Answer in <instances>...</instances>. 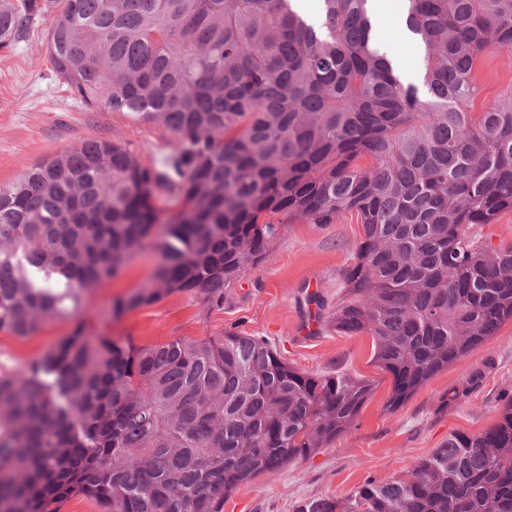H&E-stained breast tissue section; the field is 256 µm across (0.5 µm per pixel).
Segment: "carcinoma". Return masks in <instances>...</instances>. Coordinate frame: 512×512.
<instances>
[{"mask_svg":"<svg viewBox=\"0 0 512 512\" xmlns=\"http://www.w3.org/2000/svg\"><path fill=\"white\" fill-rule=\"evenodd\" d=\"M0 0V52L58 5L55 76L84 103L173 137L160 166L87 138L0 186V333L72 332L0 372V512H224V496L331 443L373 383L312 375L225 331L141 345L87 332L93 290L150 247L118 318L183 293L207 307L278 225L351 212L363 237L329 322L367 333L396 411L512 320V245L473 227L512 210V87L474 115L476 69L512 50V0H407L422 87L404 81L371 0ZM293 512H512V402L404 478Z\"/></svg>","mask_w":512,"mask_h":512,"instance_id":"obj_1","label":"carcinoma"}]
</instances>
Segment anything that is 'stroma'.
<instances>
[{"label": "stroma", "instance_id": "stroma-1", "mask_svg": "<svg viewBox=\"0 0 512 512\" xmlns=\"http://www.w3.org/2000/svg\"><path fill=\"white\" fill-rule=\"evenodd\" d=\"M52 20V13H45L24 42L0 53V185L87 138L121 142L144 165L158 163L169 150L168 131L126 112L87 105L57 79L47 50ZM476 79L481 91L471 109L481 112L512 86V50L484 58ZM362 235L351 212L330 224H282L265 258L227 290L223 306L208 308L178 293L110 318L111 302L148 277L154 257L146 251L134 256L120 277L96 288L85 305L87 329L115 340L160 344L232 330L269 339L284 361L308 373L341 371L373 381L374 392L350 429L310 457L233 491L224 499V512H291L307 498L342 499L364 482L405 477L449 435L477 434L494 425L512 400L510 320L398 410H386L392 377L375 364L370 335L348 336L328 322L345 294L341 272L352 263ZM73 327L71 320L54 319L26 338L0 333V368L21 372Z\"/></svg>", "mask_w": 512, "mask_h": 512}]
</instances>
